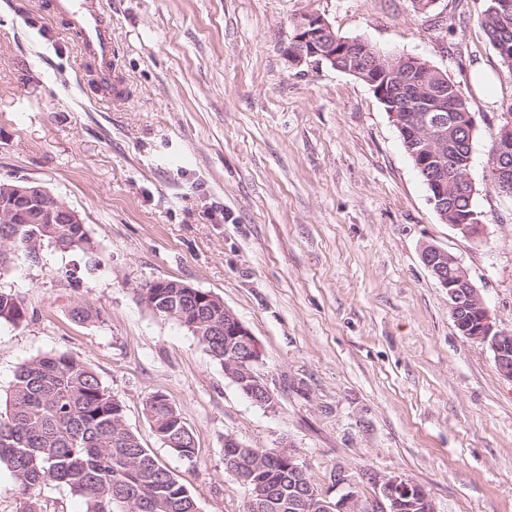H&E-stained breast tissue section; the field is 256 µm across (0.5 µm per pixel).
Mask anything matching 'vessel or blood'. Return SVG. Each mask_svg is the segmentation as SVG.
<instances>
[{"label":"vessel or blood","mask_w":512,"mask_h":512,"mask_svg":"<svg viewBox=\"0 0 512 512\" xmlns=\"http://www.w3.org/2000/svg\"><path fill=\"white\" fill-rule=\"evenodd\" d=\"M53 14L64 18L79 40L82 56L94 64V81L103 92L112 90V33L101 0H51Z\"/></svg>","instance_id":"b4317fda"}]
</instances>
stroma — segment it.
Instances as JSON below:
<instances>
[{"label": "stroma", "instance_id": "stroma-1", "mask_svg": "<svg viewBox=\"0 0 512 512\" xmlns=\"http://www.w3.org/2000/svg\"><path fill=\"white\" fill-rule=\"evenodd\" d=\"M487 6L438 0L424 19L412 0H106L124 94L109 105L83 80L64 21L38 0H0V181L44 187L94 245L48 249L0 276L26 309L22 324H0V397L32 357L80 359L197 512H243L249 498L225 469L228 436L292 446L333 497L336 473L364 500L373 477L399 475L436 512H512V381L458 334L421 260L428 245L453 254L496 330L512 332V197L487 166L512 83L481 25ZM303 12L457 83L477 120L482 238L441 222L366 83L291 62ZM163 279L215 294L250 330L276 412L147 307L142 288ZM83 304L99 320L75 321ZM155 392L193 432L192 456L155 435L144 413Z\"/></svg>", "mask_w": 512, "mask_h": 512}]
</instances>
